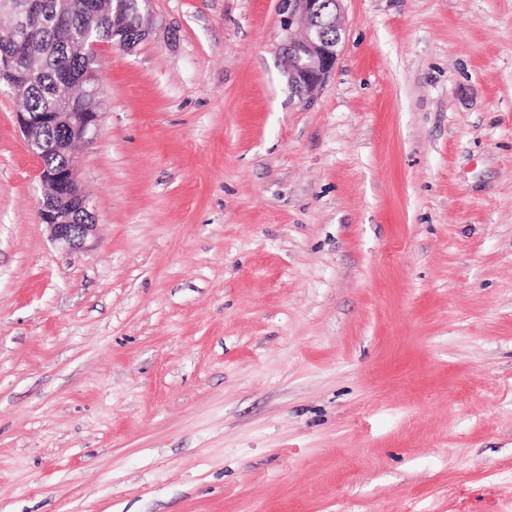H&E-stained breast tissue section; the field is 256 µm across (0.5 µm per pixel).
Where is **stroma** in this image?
Listing matches in <instances>:
<instances>
[{"instance_id":"stroma-1","label":"stroma","mask_w":512,"mask_h":512,"mask_svg":"<svg viewBox=\"0 0 512 512\" xmlns=\"http://www.w3.org/2000/svg\"><path fill=\"white\" fill-rule=\"evenodd\" d=\"M53 242L0 95V512H512V0H148ZM286 14L283 53L288 83L300 101H308L336 67L342 51L338 23L344 0H280ZM328 3L332 8L327 9ZM301 35L292 37V29Z\"/></svg>"}]
</instances>
